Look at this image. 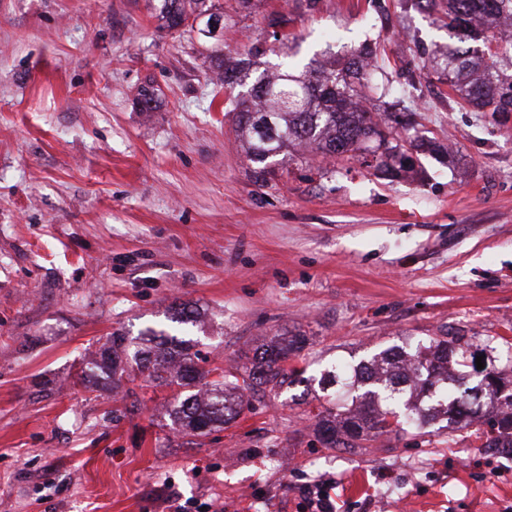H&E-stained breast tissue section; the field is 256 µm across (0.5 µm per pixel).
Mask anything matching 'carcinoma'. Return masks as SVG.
I'll list each match as a JSON object with an SVG mask.
<instances>
[{"label":"carcinoma","mask_w":512,"mask_h":512,"mask_svg":"<svg viewBox=\"0 0 512 512\" xmlns=\"http://www.w3.org/2000/svg\"><path fill=\"white\" fill-rule=\"evenodd\" d=\"M448 48L430 54L423 68L443 78L450 92L474 112L512 113V81H502L498 59L512 56V0H446ZM163 27L169 31L189 26L206 15L219 19L209 0H163ZM275 46L260 44L247 57L229 59L213 51L220 83L232 89L254 58L271 51L283 55L275 70L260 71L247 94L232 109L236 128L245 137L255 174L266 173L268 160L294 145H313L320 154L348 158L360 164L399 173L411 167L401 153L402 136L388 122H379L363 105L375 87L371 77L382 71L365 68L363 59L373 50L343 44L341 53L325 48L309 62L291 61L290 38L273 36ZM463 337H432L413 348H385L368 360L349 367L335 364L319 383L340 385L352 393L350 406L327 408L316 415L315 436L327 448L355 450L375 435L398 438L410 428L423 430L442 416L456 430L480 421L483 408L497 404L509 409L501 419H490L494 429H512V389L501 383L500 371L489 362L493 347L480 349L487 361L473 380L448 368L454 362H476V353L463 348ZM306 337L271 336L252 348L251 366H198L200 353L191 340H180L164 328H148L128 340L112 333L100 359L87 370L108 372L146 393L157 388L173 392L171 417L181 430L202 434L237 418L242 396L260 387L280 388L312 377L295 365Z\"/></svg>","instance_id":"cac0c4a2"}]
</instances>
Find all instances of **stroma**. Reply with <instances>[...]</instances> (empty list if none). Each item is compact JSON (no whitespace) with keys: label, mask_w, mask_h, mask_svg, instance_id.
I'll use <instances>...</instances> for the list:
<instances>
[{"label":"stroma","mask_w":512,"mask_h":512,"mask_svg":"<svg viewBox=\"0 0 512 512\" xmlns=\"http://www.w3.org/2000/svg\"><path fill=\"white\" fill-rule=\"evenodd\" d=\"M224 8L220 43L160 30L162 0H0V512H512V453L477 423L322 447L318 387L257 391L203 435L157 393L130 411L109 374L76 372L113 331L180 326L208 362L301 333L307 375L437 336L512 340V115L470 112L422 68L448 44L417 0H259ZM287 15L293 48L375 43L419 133L414 173L284 151L258 181L213 46L240 57ZM159 96L141 111L139 88ZM304 510L308 512H335L327 484L305 486L302 490Z\"/></svg>","instance_id":"obj_1"}]
</instances>
